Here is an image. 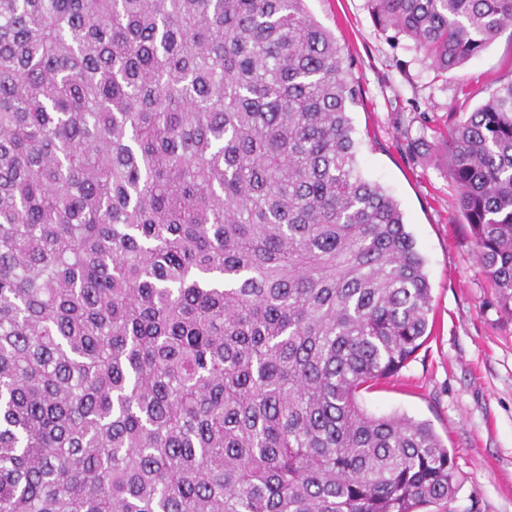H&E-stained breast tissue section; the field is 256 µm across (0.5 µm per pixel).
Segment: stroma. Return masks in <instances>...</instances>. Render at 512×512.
<instances>
[{"mask_svg": "<svg viewBox=\"0 0 512 512\" xmlns=\"http://www.w3.org/2000/svg\"><path fill=\"white\" fill-rule=\"evenodd\" d=\"M305 5L335 34L361 92L350 112L358 169L397 200L431 288L427 342L360 401L376 415L430 422L454 452L458 492L430 512H512V319L497 309L435 139L512 77V29L442 82L411 40L374 23L368 0Z\"/></svg>", "mask_w": 512, "mask_h": 512, "instance_id": "obj_1", "label": "stroma"}]
</instances>
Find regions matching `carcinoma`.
I'll return each mask as SVG.
<instances>
[{"label":"carcinoma","mask_w":512,"mask_h":512,"mask_svg":"<svg viewBox=\"0 0 512 512\" xmlns=\"http://www.w3.org/2000/svg\"><path fill=\"white\" fill-rule=\"evenodd\" d=\"M436 77L512 0H369ZM305 0H0V512H423L430 423L358 401L427 336L399 204ZM512 319V78L442 136Z\"/></svg>","instance_id":"obj_1"}]
</instances>
